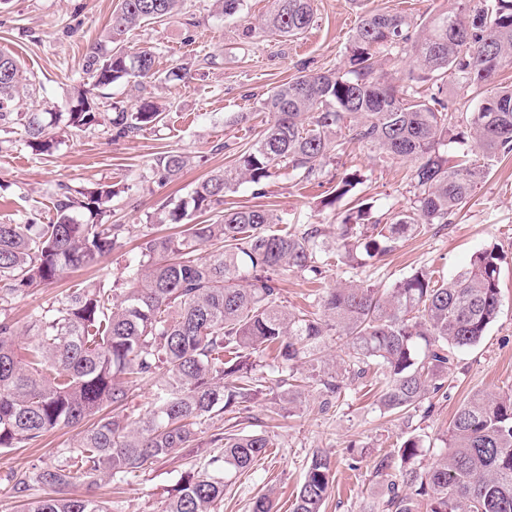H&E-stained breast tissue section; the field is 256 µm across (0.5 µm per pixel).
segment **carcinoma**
Returning <instances> with one entry per match:
<instances>
[{"label":"carcinoma","instance_id":"carcinoma-1","mask_svg":"<svg viewBox=\"0 0 512 512\" xmlns=\"http://www.w3.org/2000/svg\"><path fill=\"white\" fill-rule=\"evenodd\" d=\"M181 0H119L105 43L90 48L87 74L68 112L18 113L25 144L50 155L54 129L99 125L96 102L116 83L144 84L155 76L148 48L119 47L133 28L163 21ZM314 22L313 0H274L264 20L270 33L292 37ZM411 46L415 66L405 84L380 71L379 55ZM348 66L299 75L274 87L262 101L273 121L231 167L199 181L191 194L156 217L179 231L148 226L138 254L124 267L116 291L88 282L55 297L34 321V339L17 341L12 303L78 267L94 266L121 249L129 233L112 224L114 185L73 189L59 185L50 224H0V452L31 446L61 425L94 416L77 445L56 461L13 471L10 480L22 512H112L93 494L103 482L143 471L160 458L199 447L196 426L224 413H240L259 393L253 357L272 350L285 368L281 399L301 392L292 372L306 366L324 395L322 409L371 369L381 380L379 403L403 420L412 417L448 378L449 353L478 345L500 309L497 248L477 252L457 277L439 282L417 269L389 288L344 281L315 298L321 313L290 310L273 274L313 278L329 260L345 266L395 249L425 224H449L493 163L512 155V85L487 90L499 69L512 64V0H457L423 26L397 13L362 15L350 37ZM21 66L0 53V122L11 116ZM477 100L458 116L428 83L448 82ZM164 120L153 101L135 110L114 108L109 124L118 136L135 135ZM469 130L464 159L448 165L443 148L458 125ZM413 163L414 205L389 224L336 225L337 249L326 229H273L284 222L268 205L221 212L210 224L193 222L218 209L243 183L261 188L282 169L310 180L342 145L338 136ZM193 163L167 152L152 170L161 181L178 179ZM343 341L346 359L328 370L315 357L323 339ZM154 386L144 414L126 413L128 400ZM205 454L186 470L164 512H217L224 489L267 456L270 442L242 428L214 433ZM421 439L408 436L376 461L373 477L385 487L377 512H512V393L476 392L456 410L433 465L413 461ZM86 491H74L77 483ZM333 484V464L320 450L308 459L292 512H321Z\"/></svg>","mask_w":512,"mask_h":512}]
</instances>
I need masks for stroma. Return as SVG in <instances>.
Here are the masks:
<instances>
[{"mask_svg":"<svg viewBox=\"0 0 512 512\" xmlns=\"http://www.w3.org/2000/svg\"><path fill=\"white\" fill-rule=\"evenodd\" d=\"M117 4L118 0H8L0 6V53L21 63L42 107L66 111L74 87L87 78L89 49L103 40ZM452 5L453 0H315L312 26L286 40L259 26L272 0H246L243 14L230 19L216 11L212 0H184L178 16L131 31L124 45L151 48L158 72L183 66L188 79L159 80L143 89L116 84L98 105L105 117L113 104L132 109L146 98L164 106L161 125L121 139L113 137L105 121L86 131L69 128L49 156L34 155L24 146L20 122L0 127L1 224L52 222L59 184L111 183L117 190L111 221L129 228L125 246L97 267L68 271L13 302L19 342L30 341V324L59 293L83 282L110 284L121 278L143 227L154 223L164 206L188 197L209 173L231 166L236 154L271 121V114L261 108L270 90L300 73L345 65L346 46L361 13H401L419 23ZM241 112L249 113L248 122H237ZM169 151L191 153L196 162L175 182L162 184L152 166ZM410 170V162L349 140L323 162L315 179L302 181L286 174L272 178L260 200L245 183L225 195L224 205L270 204L293 228L336 225L358 201L367 204L374 217L409 208L414 201ZM346 173L358 174V184L335 199V205H328ZM492 246L503 256L498 317L477 346L456 351L445 392L431 395L430 406L420 408L410 422L380 407V385L372 374L326 410L320 406L319 387L310 385L291 405L287 418L269 420V413L281 403L272 372L274 355L264 353L259 359L260 393L242 418L252 430L268 436L271 452L233 479L224 492L221 512H251L254 498L270 489L276 493V512H290L307 460L317 449L326 451L335 465L334 487L324 512H375L379 495L372 465L379 456L397 449L414 433L424 445L415 465L427 468L438 457L449 423L467 397L478 391L512 392V156L494 164L452 224L426 225L387 256L367 260L362 267L346 271L328 266L324 277L313 283L291 272L281 274L285 305L313 311L316 294L336 282L350 279L387 288L420 268L433 272L436 280H448L468 266L475 253ZM80 433V427L61 426L39 445L0 455V512H21L6 480L9 471L54 463L61 449L76 446ZM196 455V449H185L102 486L96 494L110 501L112 512H163Z\"/></svg>","mask_w":512,"mask_h":512,"instance_id":"1","label":"stroma"}]
</instances>
